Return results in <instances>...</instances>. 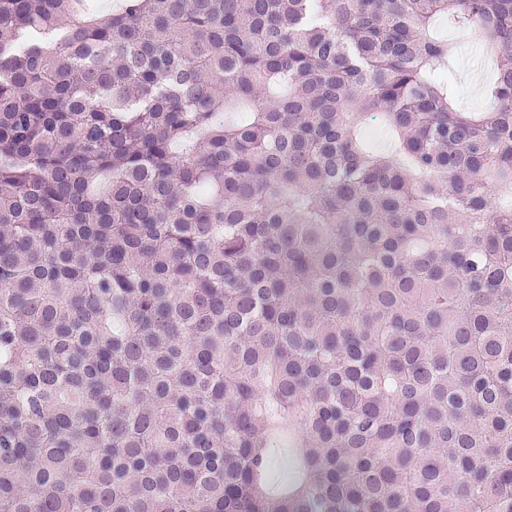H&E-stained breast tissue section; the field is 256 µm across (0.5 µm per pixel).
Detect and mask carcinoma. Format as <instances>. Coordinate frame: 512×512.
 Returning <instances> with one entry per match:
<instances>
[{
  "label": "carcinoma",
  "instance_id": "carcinoma-1",
  "mask_svg": "<svg viewBox=\"0 0 512 512\" xmlns=\"http://www.w3.org/2000/svg\"><path fill=\"white\" fill-rule=\"evenodd\" d=\"M0 512H512V0H0ZM449 38H454L463 43V52L459 62V72L461 79V89L466 100L475 108L484 107L487 104L485 99V89L488 85L492 73L493 65L490 62L488 69L476 67L474 62L477 60L478 53L481 51V47L473 36L463 33H455V31L446 32ZM480 72V73H477ZM486 74V76L483 74ZM480 77V82H476V77Z\"/></svg>",
  "mask_w": 512,
  "mask_h": 512
}]
</instances>
